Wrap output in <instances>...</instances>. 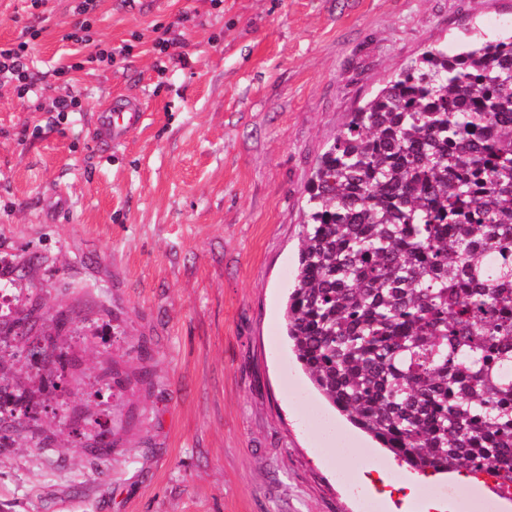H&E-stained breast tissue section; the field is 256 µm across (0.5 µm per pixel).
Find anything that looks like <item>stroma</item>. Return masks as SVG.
I'll return each instance as SVG.
<instances>
[{"instance_id":"1","label":"stroma","mask_w":512,"mask_h":512,"mask_svg":"<svg viewBox=\"0 0 512 512\" xmlns=\"http://www.w3.org/2000/svg\"><path fill=\"white\" fill-rule=\"evenodd\" d=\"M74 4L0 0V48L42 29L36 97L0 84V288L11 317L81 318L0 346L44 438L0 447V512H483L328 406L284 311L303 190L348 112L425 49L512 34V0H96L94 40L132 47L108 66L68 40ZM172 23L187 62L161 70L151 30ZM115 94L147 117L107 150L94 114ZM50 342L70 359L51 386L29 356Z\"/></svg>"}]
</instances>
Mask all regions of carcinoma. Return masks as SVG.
<instances>
[{
    "label": "carcinoma",
    "instance_id": "cac0c4a2",
    "mask_svg": "<svg viewBox=\"0 0 512 512\" xmlns=\"http://www.w3.org/2000/svg\"><path fill=\"white\" fill-rule=\"evenodd\" d=\"M285 311L314 387L411 469L512 495V35L429 48L316 160ZM31 317L0 321V345ZM66 364L40 348L48 373Z\"/></svg>",
    "mask_w": 512,
    "mask_h": 512
}]
</instances>
